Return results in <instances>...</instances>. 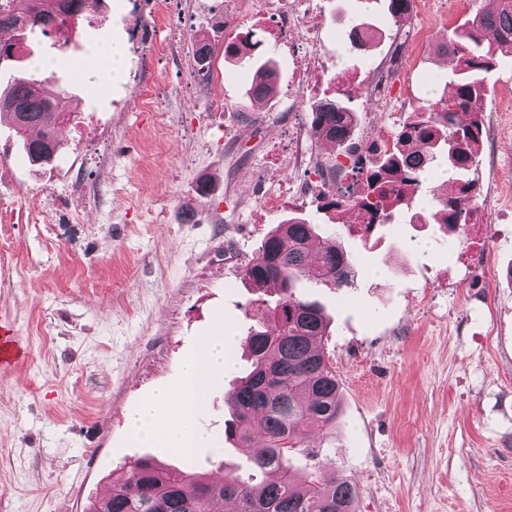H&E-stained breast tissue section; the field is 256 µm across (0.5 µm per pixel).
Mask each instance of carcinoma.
Here are the masks:
<instances>
[{"mask_svg":"<svg viewBox=\"0 0 512 512\" xmlns=\"http://www.w3.org/2000/svg\"><path fill=\"white\" fill-rule=\"evenodd\" d=\"M86 0H0V29L10 28L23 37L36 30L45 34L67 20L73 9H84ZM492 30L495 41L484 43ZM512 50V0H497L467 24L453 31L448 50L454 56V94L431 100L414 112L399 132L403 140L417 134L428 160L441 159L452 174L448 210L433 214L443 234L467 223L468 211L460 201L475 192L478 167L476 146L483 137L482 73L494 65L496 53ZM277 89L276 73L267 65L256 67L252 96L267 98ZM0 119L6 117L22 142L29 160L44 163L58 149V103L40 93L38 80L20 71L0 90ZM355 114L345 107L326 106L313 113L309 133L315 139L343 142L339 129L350 132ZM315 227L291 217L261 240L254 256L241 271L243 279L259 288L277 285L278 300L267 309L259 327L246 342L249 370L224 396L232 419L224 433L247 444L253 434L264 437L251 457L265 479L249 487L230 473L222 482L188 469L141 458L126 465L124 479L92 503L89 512H216L225 500L239 505V512H357L354 481L331 474L326 481L313 474L296 483L289 466V452L313 428L336 426L341 414L339 381L317 341L326 335L327 320L320 304L296 291L300 281L345 288L350 284V260L336 241L328 239L316 259H310Z\"/></svg>","mask_w":512,"mask_h":512,"instance_id":"carcinoma-1","label":"carcinoma"}]
</instances>
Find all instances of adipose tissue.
I'll list each match as a JSON object with an SVG mask.
<instances>
[{"label": "adipose tissue", "instance_id": "ef3b65f1", "mask_svg": "<svg viewBox=\"0 0 512 512\" xmlns=\"http://www.w3.org/2000/svg\"><path fill=\"white\" fill-rule=\"evenodd\" d=\"M238 347L237 337L229 333L206 338L200 353L185 362L180 388L158 390L130 415V435L147 446L183 454L202 447L205 435L196 427L195 417L205 401L208 377L211 372L230 369Z\"/></svg>", "mask_w": 512, "mask_h": 512}]
</instances>
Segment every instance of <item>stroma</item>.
Listing matches in <instances>:
<instances>
[{
  "label": "stroma",
  "mask_w": 512,
  "mask_h": 512,
  "mask_svg": "<svg viewBox=\"0 0 512 512\" xmlns=\"http://www.w3.org/2000/svg\"><path fill=\"white\" fill-rule=\"evenodd\" d=\"M325 21L321 51L330 68L371 85L405 38L384 0H309ZM221 0H172L181 31L165 54L142 56L133 30L149 20L136 0H90L94 31L70 25L34 34L18 53L52 93L68 92L74 114L58 131L47 165H17L20 141L0 124V198L20 220L0 222V325L23 351L0 366V512H85L125 465L142 456L209 476L232 473L256 484L249 456L226 440L224 394L233 375L216 374L197 422L211 445L192 455L146 448L128 413L161 387L178 386L183 361L219 330L244 337L275 292L246 282L243 266L265 234L289 217L317 225L348 254L349 287L310 286L330 318L321 347L340 383L343 416L312 430L290 457L297 479L337 471L358 489V512H512V53L484 75L478 206L491 217L483 247L449 245L431 214L401 210L370 237L352 231L356 211L331 209L317 186L322 171L346 167L380 129L405 122L418 102L440 97L453 58L452 29L474 8L429 0L428 41L401 86L393 112L366 94L334 95L355 114L347 142L310 137L317 95L297 94L303 54L270 46L257 26L252 67L212 47L201 76L195 51ZM380 36L360 50L351 24ZM118 42L123 73L108 85L78 75L83 56ZM277 64L276 93L252 98L253 66ZM221 85V99L207 92ZM150 84L155 109L136 88ZM303 148L301 164L288 157ZM212 187L196 192L199 181ZM310 191L302 203L262 208L271 189ZM57 210L43 223V207ZM428 241L433 249L420 256Z\"/></svg>",
  "instance_id": "obj_1"
}]
</instances>
